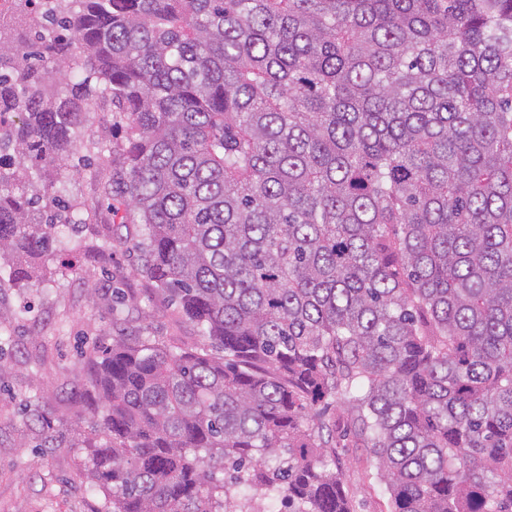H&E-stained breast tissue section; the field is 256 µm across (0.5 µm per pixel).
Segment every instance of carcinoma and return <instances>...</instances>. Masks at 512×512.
<instances>
[{"instance_id":"1","label":"carcinoma","mask_w":512,"mask_h":512,"mask_svg":"<svg viewBox=\"0 0 512 512\" xmlns=\"http://www.w3.org/2000/svg\"><path fill=\"white\" fill-rule=\"evenodd\" d=\"M101 214L211 349L93 356L109 512H352L340 400L390 512H512V0H0V256ZM112 127L103 125L100 123L98 116L91 115L88 123V134L90 136H102L112 140V146H114V153L112 157L118 159L119 157V146L124 140L125 136V122L112 121ZM41 178H35L32 183L34 193L43 195L53 193L56 188H63V195L71 203L84 202L90 203L96 195L95 182L85 178L83 175L65 170H56L51 166H46L42 170ZM53 185V188H51Z\"/></svg>"}]
</instances>
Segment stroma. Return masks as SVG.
<instances>
[{
  "instance_id": "obj_1",
  "label": "stroma",
  "mask_w": 512,
  "mask_h": 512,
  "mask_svg": "<svg viewBox=\"0 0 512 512\" xmlns=\"http://www.w3.org/2000/svg\"><path fill=\"white\" fill-rule=\"evenodd\" d=\"M62 189L70 202L88 203L93 181L47 166L34 193ZM128 228L102 222L63 224L54 259L42 263L32 288L0 290V512H104L105 496L91 491L87 445L97 438L83 409L96 402L88 386L91 349L118 334L177 339L205 351L195 325L166 295L134 274L135 252L119 246ZM73 268L62 271V263ZM45 415L50 429L34 425ZM336 466L352 496L353 512H390L387 488L364 448H337Z\"/></svg>"
}]
</instances>
